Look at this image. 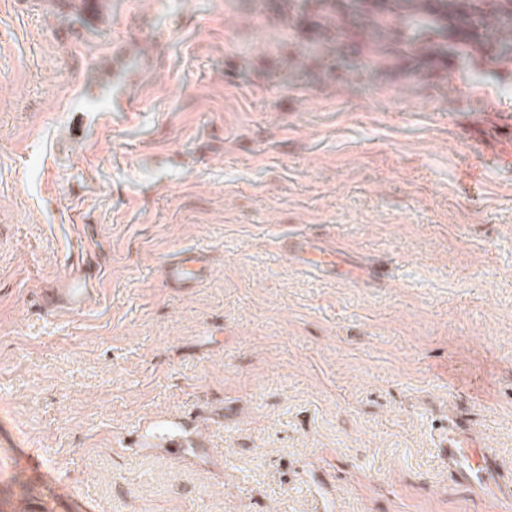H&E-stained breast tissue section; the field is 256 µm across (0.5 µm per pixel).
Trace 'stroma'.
Here are the masks:
<instances>
[{
  "instance_id": "35a3bbf8",
  "label": "stroma",
  "mask_w": 512,
  "mask_h": 512,
  "mask_svg": "<svg viewBox=\"0 0 512 512\" xmlns=\"http://www.w3.org/2000/svg\"><path fill=\"white\" fill-rule=\"evenodd\" d=\"M45 6L0 0V512H512L441 446L512 474V66L279 0ZM284 248L287 255L301 266L323 273L336 268L338 252L335 246L327 247L320 241L297 237L286 240ZM161 270L167 285L184 293L196 288L211 272L206 256L200 252H182L169 257L162 262ZM96 291L86 278H71L65 288L42 297V307L47 311L64 308L71 311L83 309L89 296ZM448 470L460 485L474 486L493 481L505 498L512 495V480H505L498 472L496 463L472 442L454 431H449Z\"/></svg>"
}]
</instances>
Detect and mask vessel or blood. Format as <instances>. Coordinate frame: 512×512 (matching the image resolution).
Returning <instances> with one entry per match:
<instances>
[{"instance_id": "vessel-or-blood-1", "label": "vessel or blood", "mask_w": 512, "mask_h": 512, "mask_svg": "<svg viewBox=\"0 0 512 512\" xmlns=\"http://www.w3.org/2000/svg\"><path fill=\"white\" fill-rule=\"evenodd\" d=\"M284 248L301 266L323 273L336 267V249L320 241L297 237L286 240ZM161 270L169 287L186 293L196 288L211 272L205 255L200 252H182L169 257L163 261ZM93 291V285L87 279L74 277L65 288L43 296L42 306L48 311L60 308L78 311L83 309ZM447 448L448 470L457 483L474 486L491 481L497 484L504 497L512 496V480L504 479L496 463L479 447L452 431L448 434Z\"/></svg>"}]
</instances>
